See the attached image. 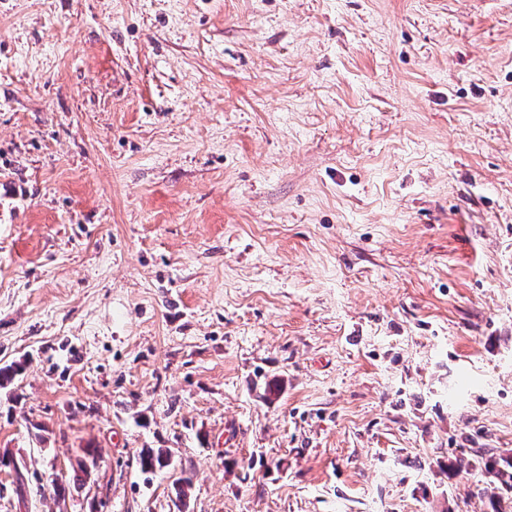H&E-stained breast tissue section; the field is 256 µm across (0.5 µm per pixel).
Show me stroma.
Masks as SVG:
<instances>
[{
  "label": "stroma",
  "mask_w": 512,
  "mask_h": 512,
  "mask_svg": "<svg viewBox=\"0 0 512 512\" xmlns=\"http://www.w3.org/2000/svg\"><path fill=\"white\" fill-rule=\"evenodd\" d=\"M9 364L0 512H512V0H0Z\"/></svg>",
  "instance_id": "obj_1"
}]
</instances>
